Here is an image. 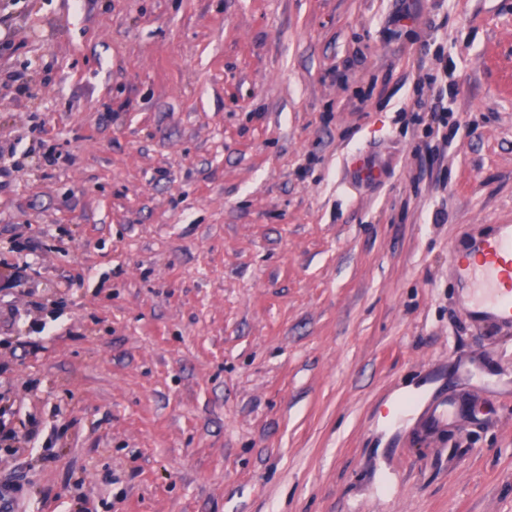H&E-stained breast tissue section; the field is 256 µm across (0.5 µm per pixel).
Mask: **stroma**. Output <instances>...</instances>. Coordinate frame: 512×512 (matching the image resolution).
Here are the masks:
<instances>
[{"label":"stroma","mask_w":512,"mask_h":512,"mask_svg":"<svg viewBox=\"0 0 512 512\" xmlns=\"http://www.w3.org/2000/svg\"><path fill=\"white\" fill-rule=\"evenodd\" d=\"M9 144L21 512H512V0H0ZM467 284L476 310L474 321L512 325V225L500 224L494 235L474 239L451 267Z\"/></svg>","instance_id":"1"}]
</instances>
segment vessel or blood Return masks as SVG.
<instances>
[{
  "mask_svg": "<svg viewBox=\"0 0 512 512\" xmlns=\"http://www.w3.org/2000/svg\"><path fill=\"white\" fill-rule=\"evenodd\" d=\"M451 273L470 288L475 322L512 325L511 224L474 239L467 253L454 261Z\"/></svg>",
  "mask_w": 512,
  "mask_h": 512,
  "instance_id": "obj_1",
  "label": "vessel or blood"
}]
</instances>
